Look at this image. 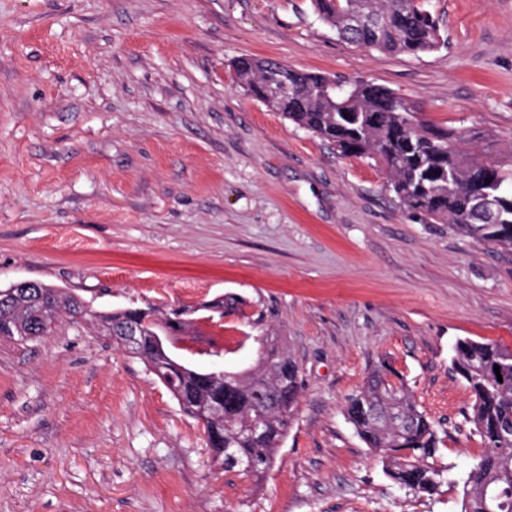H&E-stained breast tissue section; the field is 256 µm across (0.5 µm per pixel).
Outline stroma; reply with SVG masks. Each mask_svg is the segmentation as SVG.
Masks as SVG:
<instances>
[{"label":"stroma","mask_w":512,"mask_h":512,"mask_svg":"<svg viewBox=\"0 0 512 512\" xmlns=\"http://www.w3.org/2000/svg\"><path fill=\"white\" fill-rule=\"evenodd\" d=\"M448 44L339 39L310 0H0V287L94 310H191L197 369L251 367L284 337L299 402L261 483L206 462L146 363L61 316L0 336V512H460L398 489L344 409L390 363L466 474L483 447L449 369L456 339L512 347V253L413 217L374 162L340 156L246 94L234 62L389 87L512 158V0H430ZM240 300L225 315L207 303Z\"/></svg>","instance_id":"obj_1"}]
</instances>
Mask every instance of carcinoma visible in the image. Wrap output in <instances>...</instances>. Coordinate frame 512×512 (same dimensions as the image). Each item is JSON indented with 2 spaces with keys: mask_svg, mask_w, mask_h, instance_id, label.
<instances>
[{
  "mask_svg": "<svg viewBox=\"0 0 512 512\" xmlns=\"http://www.w3.org/2000/svg\"><path fill=\"white\" fill-rule=\"evenodd\" d=\"M311 2L339 39L357 46L416 56L444 45L425 0ZM279 70L267 58L235 61L239 84L258 98L275 83ZM265 102L341 155L381 165L388 189L419 220L450 224L472 241L512 249V160L472 157L466 135L422 119L406 97L363 81L290 68L288 94ZM44 287L0 289V336H46L62 310L76 321H94L108 336L134 326L169 345L192 329L179 311L162 319L149 309L93 311L55 287L45 316L40 313ZM139 357L194 419L202 406L224 398V413L205 427L213 464L257 482L266 475L288 433L300 388L299 366L281 337L265 340L255 366L222 383L208 371L179 362L169 349L162 354L149 346ZM450 361L471 394L466 419L484 448L464 477L449 478L448 467L437 463L442 439L434 421L404 383L390 380L394 371L384 361L348 398L347 419L399 489L433 494L444 484L459 486L460 512H512V348L460 338Z\"/></svg>",
  "mask_w": 512,
  "mask_h": 512,
  "instance_id": "carcinoma-1",
  "label": "carcinoma"
}]
</instances>
